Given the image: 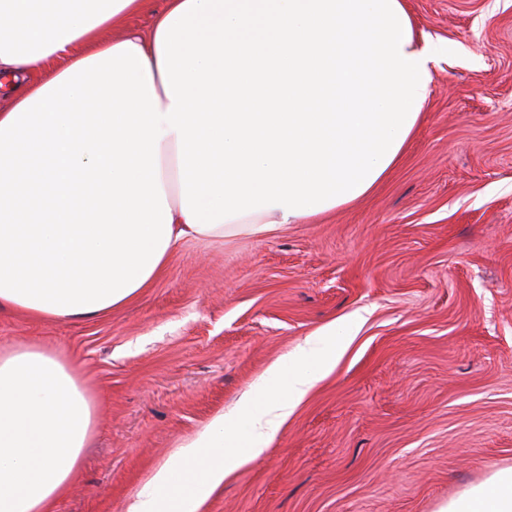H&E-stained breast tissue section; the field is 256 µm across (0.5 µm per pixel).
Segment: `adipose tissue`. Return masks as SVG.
Segmentation results:
<instances>
[{"mask_svg": "<svg viewBox=\"0 0 512 512\" xmlns=\"http://www.w3.org/2000/svg\"><path fill=\"white\" fill-rule=\"evenodd\" d=\"M0 0V308L35 319L124 306L191 239L259 234L368 195L401 158L447 43L403 0ZM351 336L273 362L128 512H204L258 458ZM78 365L0 347V512H53L96 431ZM442 512H512V467ZM163 4V0H147L143 9L128 19L126 25L117 26L115 28H104L101 30L99 37L104 41H111L112 38L119 37L125 33L127 28H136L146 31L151 26L155 12L158 11Z\"/></svg>", "mask_w": 512, "mask_h": 512, "instance_id": "1", "label": "adipose tissue"}]
</instances>
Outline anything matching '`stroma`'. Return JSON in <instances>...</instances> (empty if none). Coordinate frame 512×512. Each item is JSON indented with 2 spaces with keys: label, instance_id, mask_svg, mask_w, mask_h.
<instances>
[{
  "label": "stroma",
  "instance_id": "stroma-1",
  "mask_svg": "<svg viewBox=\"0 0 512 512\" xmlns=\"http://www.w3.org/2000/svg\"><path fill=\"white\" fill-rule=\"evenodd\" d=\"M438 61L422 123L366 197L183 242L93 318L0 309V347L78 363L95 435L54 512H127L180 442L334 321L346 350L208 512H440L512 467V0H404Z\"/></svg>",
  "mask_w": 512,
  "mask_h": 512
}]
</instances>
